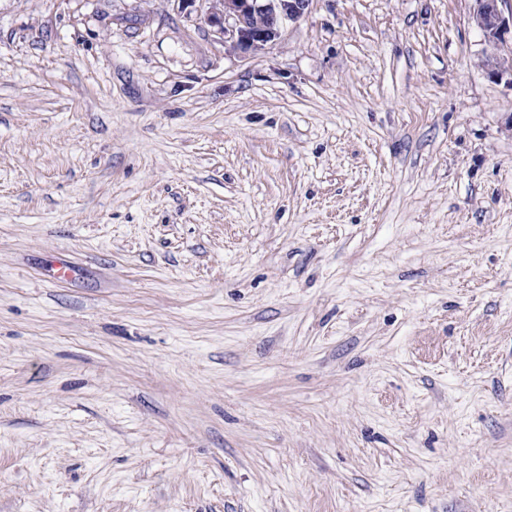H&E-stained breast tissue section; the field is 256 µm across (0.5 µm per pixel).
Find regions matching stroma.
<instances>
[{
  "label": "stroma",
  "instance_id": "obj_1",
  "mask_svg": "<svg viewBox=\"0 0 512 512\" xmlns=\"http://www.w3.org/2000/svg\"><path fill=\"white\" fill-rule=\"evenodd\" d=\"M205 8L0 0V512H512V40ZM206 20L217 26L229 50L255 55L265 51L279 36L284 20L307 14L311 0H204Z\"/></svg>",
  "mask_w": 512,
  "mask_h": 512
}]
</instances>
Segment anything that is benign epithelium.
Instances as JSON below:
<instances>
[{
    "label": "benign epithelium",
    "mask_w": 512,
    "mask_h": 512,
    "mask_svg": "<svg viewBox=\"0 0 512 512\" xmlns=\"http://www.w3.org/2000/svg\"><path fill=\"white\" fill-rule=\"evenodd\" d=\"M209 4L207 22L219 28L229 50L255 55L266 50L279 36L285 20H298L307 14L311 0H204ZM472 20L488 39L502 41L509 19L500 4L506 0H475Z\"/></svg>",
    "instance_id": "1"
}]
</instances>
